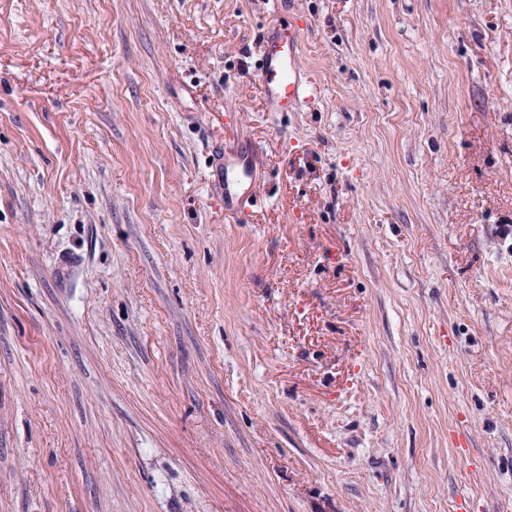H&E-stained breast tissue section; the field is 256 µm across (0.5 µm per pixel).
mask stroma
<instances>
[{
    "label": "stroma",
    "instance_id": "obj_1",
    "mask_svg": "<svg viewBox=\"0 0 512 512\" xmlns=\"http://www.w3.org/2000/svg\"><path fill=\"white\" fill-rule=\"evenodd\" d=\"M0 512H512V0H0ZM257 77L271 112L295 111L317 92L301 63L299 36L290 29L265 33ZM214 162L224 170V210L234 211L256 184L255 152L252 147L236 152L220 147L215 151Z\"/></svg>",
    "mask_w": 512,
    "mask_h": 512
}]
</instances>
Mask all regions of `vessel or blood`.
<instances>
[{
  "instance_id": "b4317fda",
  "label": "vessel or blood",
  "mask_w": 512,
  "mask_h": 512,
  "mask_svg": "<svg viewBox=\"0 0 512 512\" xmlns=\"http://www.w3.org/2000/svg\"><path fill=\"white\" fill-rule=\"evenodd\" d=\"M257 77L271 112L294 111L317 91L301 63L299 36L289 29L265 33ZM214 162L224 170V208L235 210L256 184L255 152L250 147L236 152L220 148Z\"/></svg>"
}]
</instances>
